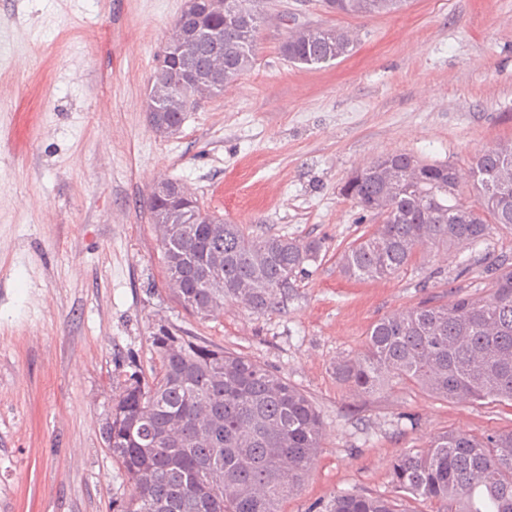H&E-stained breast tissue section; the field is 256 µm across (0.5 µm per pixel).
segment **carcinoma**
I'll list each match as a JSON object with an SVG mask.
<instances>
[{
	"label": "carcinoma",
	"mask_w": 512,
	"mask_h": 512,
	"mask_svg": "<svg viewBox=\"0 0 512 512\" xmlns=\"http://www.w3.org/2000/svg\"><path fill=\"white\" fill-rule=\"evenodd\" d=\"M199 0L198 13L180 17L146 96L151 128H182L194 97H216L250 70L256 35L266 20L264 0ZM408 0H322L329 14L372 17L402 11ZM346 29L301 27L280 53L316 66L350 55ZM477 205L448 195L459 176L448 164L407 153L388 154L354 171L343 193L378 221L340 256L341 272L358 281L388 279L424 248H472L489 225L512 233V142L478 154L472 165ZM193 200L185 233L161 238L172 294L189 314L206 318L228 300L261 314L280 304L306 265L317 239L255 233ZM222 260L224 287L204 281L206 263ZM483 296L426 301L386 316L367 332L362 352L337 366L340 377L368 395L397 378L447 400L512 405V266L498 265ZM161 377L131 379L112 400L101 436L124 470L129 495L117 512H280L297 493L321 448L323 425L309 396L279 374L197 336L163 329L152 337ZM206 406L209 417L200 415ZM395 488L439 505L437 512H512V430L480 436L448 430L429 448L392 464ZM323 512H405L397 500L358 492L336 496Z\"/></svg>",
	"instance_id": "obj_1"
}]
</instances>
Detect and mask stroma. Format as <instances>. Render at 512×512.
Returning <instances> with one entry per match:
<instances>
[{
    "instance_id": "obj_1",
    "label": "stroma",
    "mask_w": 512,
    "mask_h": 512,
    "mask_svg": "<svg viewBox=\"0 0 512 512\" xmlns=\"http://www.w3.org/2000/svg\"><path fill=\"white\" fill-rule=\"evenodd\" d=\"M184 0H0V512H113L129 493L100 436L131 375L152 380L159 328L268 366L302 389L322 448L284 512L347 491L395 495L402 454L451 429H512V408L450 401L409 382L362 396L336 373L378 319L480 294L512 233L431 251L387 280L338 260L374 221L341 188L378 156L445 163L475 204L480 152L512 140V0H412L335 17L318 0H266L253 69L198 100L179 133L145 112ZM353 29L348 57L315 67L279 47L297 26ZM179 181L249 230L322 247L282 307L188 314L166 283L146 198Z\"/></svg>"
}]
</instances>
